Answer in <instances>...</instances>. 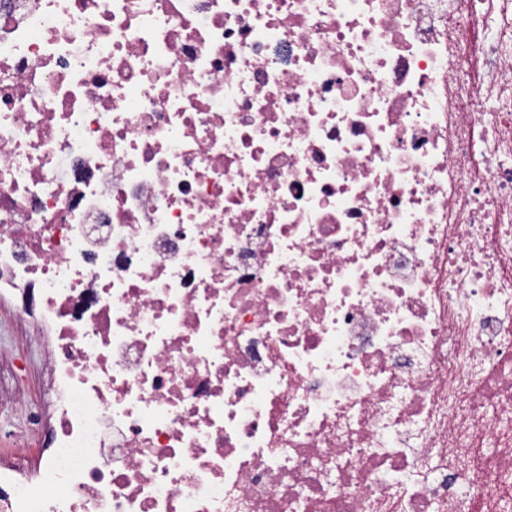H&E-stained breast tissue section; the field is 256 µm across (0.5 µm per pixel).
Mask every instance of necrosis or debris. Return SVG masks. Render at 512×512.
Here are the masks:
<instances>
[{
    "label": "necrosis or debris",
    "mask_w": 512,
    "mask_h": 512,
    "mask_svg": "<svg viewBox=\"0 0 512 512\" xmlns=\"http://www.w3.org/2000/svg\"><path fill=\"white\" fill-rule=\"evenodd\" d=\"M13 289L0 512H500L512 0H0ZM29 329L11 318L10 306L0 304V345H9L15 352L13 367H0V390H23L26 399L0 406V454L18 452L11 448L9 436L14 431L30 428L42 400L39 345Z\"/></svg>",
    "instance_id": "obj_1"
}]
</instances>
